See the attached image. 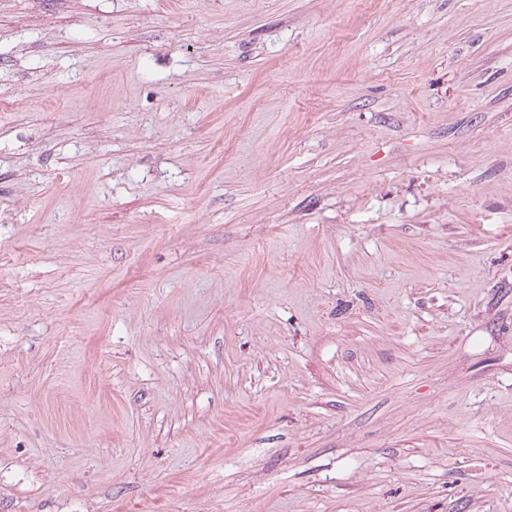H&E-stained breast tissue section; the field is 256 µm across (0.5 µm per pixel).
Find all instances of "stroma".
<instances>
[{
	"label": "stroma",
	"instance_id": "stroma-1",
	"mask_svg": "<svg viewBox=\"0 0 512 512\" xmlns=\"http://www.w3.org/2000/svg\"><path fill=\"white\" fill-rule=\"evenodd\" d=\"M0 512H512V0H0Z\"/></svg>",
	"mask_w": 512,
	"mask_h": 512
}]
</instances>
